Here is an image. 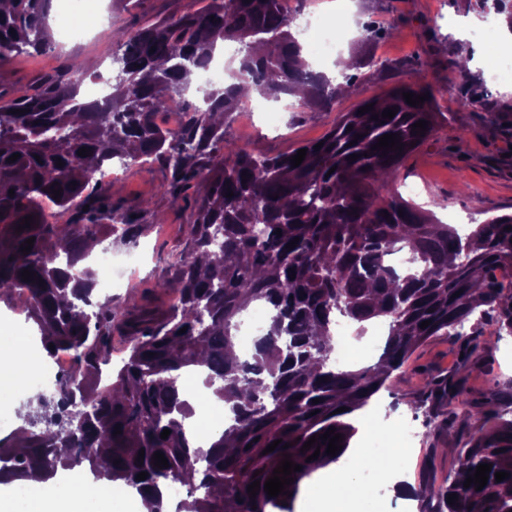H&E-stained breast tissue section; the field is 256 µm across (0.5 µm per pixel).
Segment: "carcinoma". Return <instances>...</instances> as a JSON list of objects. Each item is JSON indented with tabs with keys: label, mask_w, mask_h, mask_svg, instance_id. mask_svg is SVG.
Returning a JSON list of instances; mask_svg holds the SVG:
<instances>
[{
	"label": "carcinoma",
	"mask_w": 512,
	"mask_h": 512,
	"mask_svg": "<svg viewBox=\"0 0 512 512\" xmlns=\"http://www.w3.org/2000/svg\"><path fill=\"white\" fill-rule=\"evenodd\" d=\"M11 2V10H0V65L52 43V0ZM292 24L281 0H209L203 10L130 28L113 51L125 73L112 79L110 112L80 100L78 77L89 71L79 63L35 79L22 95L7 98L0 90V300L24 297L48 357L62 348L74 355L56 394L35 405L17 439L0 440V484L35 477L51 493L60 473L87 469L96 480L135 489L148 512H163L172 484L187 488L179 512H294L303 480L349 448L357 427L347 416L366 407L417 348L434 336H455L467 364L484 335L512 336V281L488 279L495 268L512 269V230H506L512 215L493 216L461 235L400 192L379 190L409 154L448 127L450 113L438 111L430 85L396 87L363 101L373 109L362 115L341 114L320 140L301 145L306 156L297 167L290 162L295 149L269 156L226 137L225 121L239 106L235 84L205 91L181 128L156 124L155 114L185 104L188 74L215 55L220 41L239 44V82L275 99L302 89L300 105L324 112L341 93L354 91L349 69L388 68L372 56L342 62L343 82L334 84L309 67ZM404 92L428 99L411 106ZM392 107L393 118L372 119ZM419 120L427 122L422 135L413 127ZM393 133L402 149L386 155L373 149L380 136ZM83 147L85 157L78 155ZM14 154L18 159L8 161ZM114 160L166 168L160 190L174 203L203 185L193 198L175 277L166 284L172 303L149 292L92 302L97 275L80 263L105 238L136 242L150 212L147 200L116 206L108 190L91 185L96 171ZM55 189L69 214L65 224L40 217L38 200ZM29 215L33 224L16 231ZM295 238L297 246L287 248ZM406 247L410 267L401 276L385 257ZM24 269L36 276L23 280ZM257 301L273 314L252 360L233 361L237 318ZM340 317L389 320L375 365L350 370L333 360L329 327ZM115 336L123 338L126 356L112 383L102 386L99 371ZM196 365L206 367L205 385L232 414V424L204 448L187 435L185 422L196 409L180 386L181 371ZM423 381L410 408L425 409L436 435L469 431L443 483L415 492L424 512H512V388L464 399L453 375L426 373ZM340 407L347 411L336 412ZM330 428L342 435L336 456L326 454L321 439L301 451ZM165 429L171 433L163 439ZM317 449L318 459L306 461ZM156 452L167 467L154 466ZM286 454L302 466L285 486L290 495L270 497L261 488L250 498L248 485H265ZM480 464L492 465L487 485L464 487ZM498 471L509 477L496 481ZM141 472L146 479H136ZM452 493L457 499L450 505Z\"/></svg>",
	"instance_id": "obj_1"
}]
</instances>
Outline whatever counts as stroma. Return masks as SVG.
<instances>
[{
	"instance_id": "obj_1",
	"label": "stroma",
	"mask_w": 512,
	"mask_h": 512,
	"mask_svg": "<svg viewBox=\"0 0 512 512\" xmlns=\"http://www.w3.org/2000/svg\"><path fill=\"white\" fill-rule=\"evenodd\" d=\"M197 7L196 0H105L106 30L70 41L62 36L58 23H51L52 46L47 53L22 56L0 68V86L13 92L24 90L33 78L55 74L73 60L91 59L99 70L110 71L117 32L175 9ZM469 14L483 20L491 14L503 17L504 12L495 0H355L349 23L356 34L344 43L348 54L363 50L395 62V69H356V92L340 97L331 112L275 107L249 120L234 113L225 126L227 138L248 141L270 154L284 152L321 138L337 113L350 111L360 101L381 96L396 85L421 79L439 91L440 103L452 121L445 132L403 162L396 182L412 185V199L425 207L435 206L437 216L447 223L472 229L490 216L512 214V91L506 84L493 85L485 79L481 60L490 55V43L456 39L453 26ZM464 47L475 60L466 77L456 68ZM460 134L465 137L461 143L456 140ZM165 177L159 165L140 163L113 181V201L150 200L146 217L150 229L132 247L141 258L138 268L116 288L97 285V300H122L130 292L157 289L171 279L188 208L160 194ZM427 372L463 378L475 396L506 386L512 381V337L484 339L476 365L461 364L458 343L452 337L433 338L415 351L402 370L393 372L371 399L384 420L396 427L407 422L415 430L414 457L403 464L415 488L426 482L441 484L466 440L455 432L432 434L425 415L410 408Z\"/></svg>"
}]
</instances>
